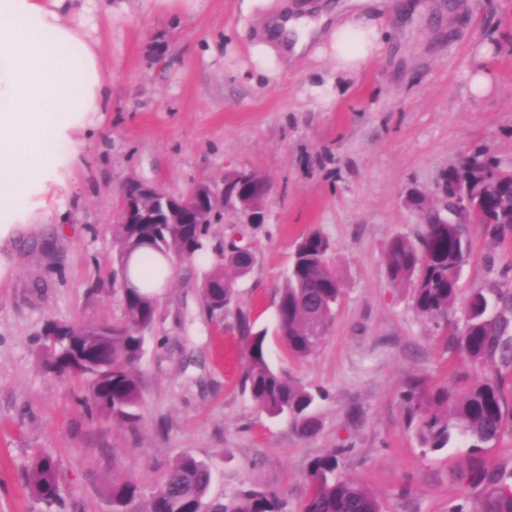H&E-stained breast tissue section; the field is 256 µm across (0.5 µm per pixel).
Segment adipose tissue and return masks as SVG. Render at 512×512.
<instances>
[{"label":"adipose tissue","instance_id":"obj_1","mask_svg":"<svg viewBox=\"0 0 512 512\" xmlns=\"http://www.w3.org/2000/svg\"><path fill=\"white\" fill-rule=\"evenodd\" d=\"M89 2L0 0V276L19 232L56 218L49 190L76 194L66 174L82 154L95 114L110 103L112 79L86 29ZM367 10L360 0L326 30L317 20H291L294 52L327 45L337 72L359 70L386 38Z\"/></svg>","mask_w":512,"mask_h":512}]
</instances>
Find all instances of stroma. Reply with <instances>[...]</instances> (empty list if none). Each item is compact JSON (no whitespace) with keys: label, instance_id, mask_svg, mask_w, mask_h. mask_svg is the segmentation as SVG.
I'll return each mask as SVG.
<instances>
[{"label":"stroma","instance_id":"35a3bbf8","mask_svg":"<svg viewBox=\"0 0 512 512\" xmlns=\"http://www.w3.org/2000/svg\"><path fill=\"white\" fill-rule=\"evenodd\" d=\"M304 1L340 2L198 0L190 10L182 0H92L88 32L112 76V105L84 139L72 173L80 194H55L62 221L22 232L0 282V512H112L113 480L150 493L185 455L213 466L209 498L261 487L296 512L312 461L336 449L341 474L382 512H448L474 496L461 476L465 443L424 447L404 396L459 394L485 372L466 366L411 288L390 279L386 251L423 233L422 212L439 208L443 175L462 154L484 149L512 171V0H381L375 17L391 34L352 74L327 53L261 51L269 20ZM477 71L491 82L483 96L471 89ZM239 167L272 186L265 220L227 215L209 236L252 242L236 305L266 330L272 363L318 393L316 432L259 410L243 389L245 339L235 312H208L198 261L178 262L158 294L141 419L89 416L80 385L46 369L44 334L122 317L110 274L123 184L179 195ZM467 230L461 309L472 291L512 278V226ZM312 232L330 241L344 294L324 342L296 359L275 315L295 245ZM39 455L58 465L60 503L49 509L25 484Z\"/></svg>","mask_w":512,"mask_h":512}]
</instances>
